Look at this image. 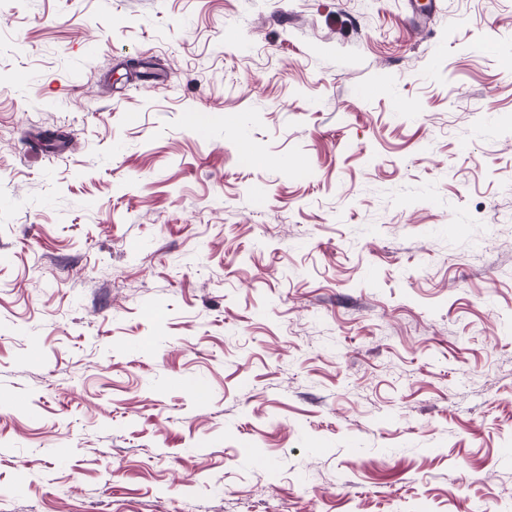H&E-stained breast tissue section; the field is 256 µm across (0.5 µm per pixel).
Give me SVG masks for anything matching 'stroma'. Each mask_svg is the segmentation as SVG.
<instances>
[{
	"mask_svg": "<svg viewBox=\"0 0 512 512\" xmlns=\"http://www.w3.org/2000/svg\"><path fill=\"white\" fill-rule=\"evenodd\" d=\"M187 505L512 512V0H0V512Z\"/></svg>",
	"mask_w": 512,
	"mask_h": 512,
	"instance_id": "obj_1",
	"label": "stroma"
}]
</instances>
